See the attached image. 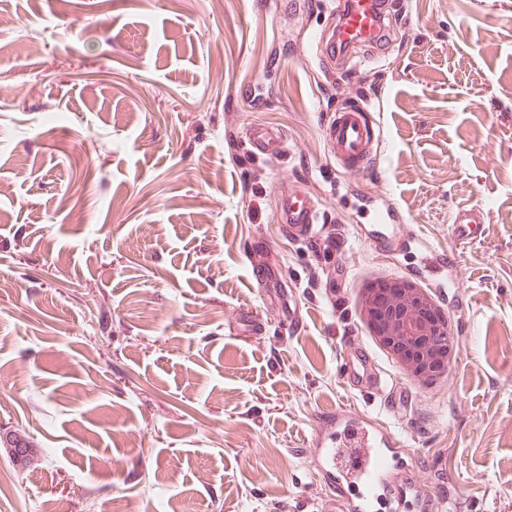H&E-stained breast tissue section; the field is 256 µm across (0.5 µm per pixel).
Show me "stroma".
Listing matches in <instances>:
<instances>
[{
    "mask_svg": "<svg viewBox=\"0 0 512 512\" xmlns=\"http://www.w3.org/2000/svg\"><path fill=\"white\" fill-rule=\"evenodd\" d=\"M336 2L0 0V512H314V433L340 407L391 426L418 499L512 512V0H396L385 53L331 75ZM347 94L380 129L368 176L324 138ZM255 124L282 157L249 152ZM284 184L317 202V240L279 223ZM385 210L403 244L382 255ZM427 247L461 268L455 304L426 288L458 348L425 386L359 304ZM269 263L296 325L249 275ZM352 340L407 407L343 385ZM249 152L269 159L282 156L286 151V141L282 133L263 125H255L247 133Z\"/></svg>",
    "mask_w": 512,
    "mask_h": 512,
    "instance_id": "1",
    "label": "stroma"
}]
</instances>
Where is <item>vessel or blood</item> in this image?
Masks as SVG:
<instances>
[{
    "mask_svg": "<svg viewBox=\"0 0 512 512\" xmlns=\"http://www.w3.org/2000/svg\"><path fill=\"white\" fill-rule=\"evenodd\" d=\"M392 0H339L329 30L320 41L319 60L324 69L346 68L351 53L381 43L393 15ZM325 138L337 164L354 176L371 173L377 156V132L370 109L355 96L343 97L325 125ZM250 153L269 159L282 156L286 141L278 130L256 125L246 136ZM279 219L289 232L303 240L316 236L320 212L314 201L281 190ZM339 375L351 389L378 390L386 380L370 364V353L361 345H348ZM319 464L331 492L316 512H404L411 496L409 482L397 480L398 442L384 421L355 409L325 413L317 427Z\"/></svg>",
    "mask_w": 512,
    "mask_h": 512,
    "instance_id": "b4317fda",
    "label": "vessel or blood"
}]
</instances>
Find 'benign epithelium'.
Instances as JSON below:
<instances>
[{"mask_svg": "<svg viewBox=\"0 0 512 512\" xmlns=\"http://www.w3.org/2000/svg\"><path fill=\"white\" fill-rule=\"evenodd\" d=\"M434 307L432 297L406 278L372 283L360 305L377 343L401 371L423 383L444 373L456 354L448 322Z\"/></svg>", "mask_w": 512, "mask_h": 512, "instance_id": "benign-epithelium-1", "label": "benign epithelium"}]
</instances>
